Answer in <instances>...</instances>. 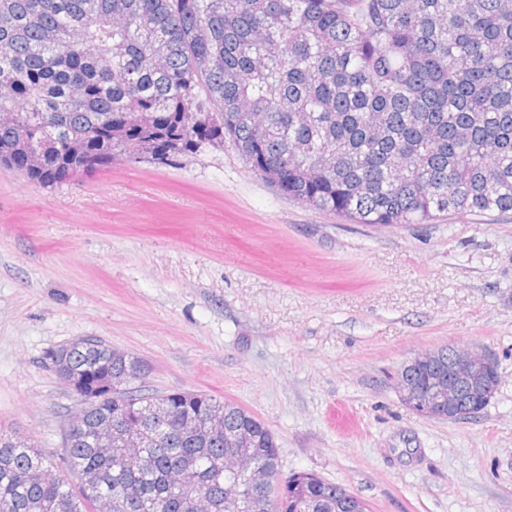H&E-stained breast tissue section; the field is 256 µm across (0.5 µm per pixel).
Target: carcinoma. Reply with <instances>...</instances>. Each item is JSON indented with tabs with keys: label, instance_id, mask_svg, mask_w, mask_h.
<instances>
[{
	"label": "carcinoma",
	"instance_id": "1",
	"mask_svg": "<svg viewBox=\"0 0 512 512\" xmlns=\"http://www.w3.org/2000/svg\"><path fill=\"white\" fill-rule=\"evenodd\" d=\"M0 169L64 184L133 149L157 164L228 139L282 195L354 224L512 211V0H0ZM79 404L58 460L0 434L9 512H369L316 474L279 495L224 472V454L279 477L270 429L234 402L154 392L139 357L95 338L49 356ZM448 349L399 371L421 390ZM139 374L134 390L113 383ZM467 389L461 413L488 401ZM145 426L130 461L100 423ZM76 479L52 481L51 469Z\"/></svg>",
	"mask_w": 512,
	"mask_h": 512
}]
</instances>
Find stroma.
Instances as JSON below:
<instances>
[{"mask_svg": "<svg viewBox=\"0 0 512 512\" xmlns=\"http://www.w3.org/2000/svg\"><path fill=\"white\" fill-rule=\"evenodd\" d=\"M97 338L150 389L202 390L370 512H512V211L373 227L280 195L233 142L159 165L115 156L57 186L0 171V431L56 454L76 395L49 352ZM448 345L499 375L465 420L396 377Z\"/></svg>", "mask_w": 512, "mask_h": 512, "instance_id": "stroma-1", "label": "stroma"}]
</instances>
